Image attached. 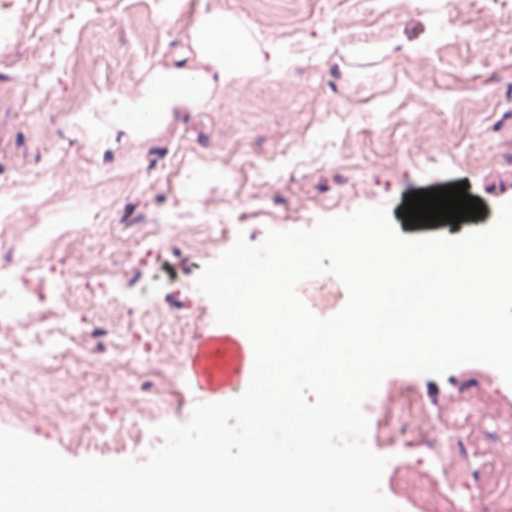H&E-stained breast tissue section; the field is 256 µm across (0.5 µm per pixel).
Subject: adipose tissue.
Here are the masks:
<instances>
[{"instance_id":"ef3b65f1","label":"adipose tissue","mask_w":512,"mask_h":512,"mask_svg":"<svg viewBox=\"0 0 512 512\" xmlns=\"http://www.w3.org/2000/svg\"><path fill=\"white\" fill-rule=\"evenodd\" d=\"M248 30L244 20L228 14H199L174 62L155 66L135 92L109 96L108 121L94 133L98 152L155 136L177 122L180 112L210 105L216 89L251 66Z\"/></svg>"}]
</instances>
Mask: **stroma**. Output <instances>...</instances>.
Masks as SVG:
<instances>
[{"instance_id":"35a3bbf8","label":"stroma","mask_w":512,"mask_h":512,"mask_svg":"<svg viewBox=\"0 0 512 512\" xmlns=\"http://www.w3.org/2000/svg\"><path fill=\"white\" fill-rule=\"evenodd\" d=\"M448 0H413L379 17L376 0H0V108L10 122L0 134V194L17 193L41 223L58 209L92 213L96 223L126 235L134 222L157 224L167 241L163 257L152 256V241L121 269H113L102 241L87 239L60 252L50 277L71 287H88L105 298L120 297L139 312L144 283L170 277L176 289L156 291L159 303L192 315L203 332L217 331L211 301L195 287L208 257L182 254L181 225L214 218L261 244L268 230L312 227L317 218L345 215L363 206H387L406 237L444 234L452 238L487 227L500 204L512 201V0H499L488 17L486 0H469L466 13L449 17ZM245 18L256 58L267 59L266 40L278 45L280 74L254 70L214 93L212 107L183 113L143 143L96 156L81 150L71 116L92 99L135 90L156 65L166 63L202 12L216 10ZM353 16L367 34L348 29L327 34L319 16ZM303 31L300 52L289 48L288 31ZM420 115L406 125L405 113ZM318 124L310 161H284L267 178L266 199L254 210L222 182L209 183L225 138L240 136L256 152L276 150L298 131ZM64 151L51 195L53 205L28 193L43 176L45 155ZM126 175L121 197L101 204L104 170ZM466 183L480 199L483 216L459 224L408 227L400 215L407 194ZM316 315L330 317L345 305L341 282L320 290L307 279L297 287ZM81 324L95 368L59 361L57 382L79 415L73 428H53L39 419L21 421L1 413L6 427L55 448L70 460L93 453L90 440L102 421L114 416L136 423L125 450L97 453L100 459L132 457L162 445L152 427L185 422L205 402L185 375V353L151 352L140 364L143 381L166 397V410L138 417L124 392L112 386L111 336L99 335L97 309ZM410 387L429 408L451 406L465 390L473 415L467 424L473 449L466 463L486 481L499 471L481 440L485 415L512 416V387L491 366L469 363L444 376L395 372L378 392L384 398Z\"/></svg>"}]
</instances>
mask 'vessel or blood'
Instances as JSON below:
<instances>
[{"instance_id": "vessel-or-blood-1", "label": "vessel or blood", "mask_w": 512, "mask_h": 512, "mask_svg": "<svg viewBox=\"0 0 512 512\" xmlns=\"http://www.w3.org/2000/svg\"><path fill=\"white\" fill-rule=\"evenodd\" d=\"M253 364L244 337L214 333L200 337L191 349L187 375L196 390L218 395L250 379Z\"/></svg>"}]
</instances>
